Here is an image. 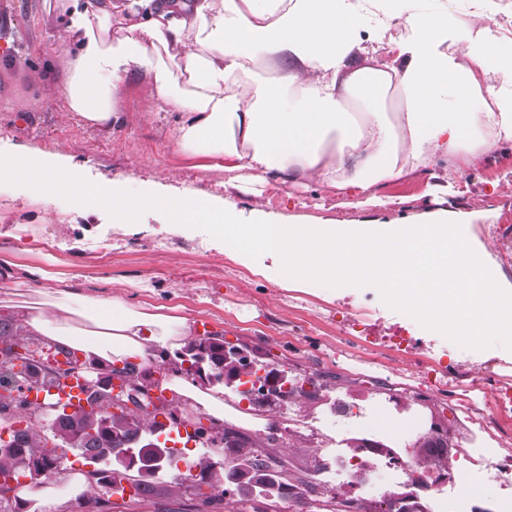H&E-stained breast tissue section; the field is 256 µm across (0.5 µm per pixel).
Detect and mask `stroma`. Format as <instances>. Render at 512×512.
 Returning <instances> with one entry per match:
<instances>
[{"mask_svg":"<svg viewBox=\"0 0 512 512\" xmlns=\"http://www.w3.org/2000/svg\"><path fill=\"white\" fill-rule=\"evenodd\" d=\"M62 0H0V152L34 145L59 154L76 172L97 183L117 182L173 195L188 193L215 202L231 198L244 216L262 212L282 223L363 224L370 220L406 223L443 207L479 213L468 225L473 246L484 253L497 282L512 289V146L476 158L458 176L454 192L434 195L429 173H442L434 160L428 173L376 186L382 205L355 208L313 181L269 180L262 184L243 169L224 172L201 167L178 153L174 139L180 116L169 108L145 111L140 88L123 91L119 118L104 131L66 117L52 86L62 57L56 44L65 14ZM164 249H156V241ZM15 276L39 268L56 280L79 283L95 296L123 295L129 303L149 301L182 307L196 332L258 350L289 374L322 383L318 399L261 409L264 417L291 424L278 455L292 469L317 480L320 459L351 452L366 436L406 444L413 459L423 457L419 431L445 420L457 460L462 442L480 438L512 461V411L497 405V394L512 386V351L495 345L463 349L441 334L424 330L412 317L387 307L378 290L301 286L276 281L271 255L259 259L225 250L222 241L198 229L167 223L155 210L138 224L113 223L106 211H86L65 200L43 207L27 188L0 185V262ZM401 332L410 348L383 345ZM485 366L480 395L467 390L473 369ZM367 407L362 419L334 429L309 430L304 420L331 415L337 404ZM501 491L484 466L466 468L443 505L454 512H497Z\"/></svg>","mask_w":512,"mask_h":512,"instance_id":"obj_1","label":"stroma"}]
</instances>
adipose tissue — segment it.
I'll use <instances>...</instances> for the list:
<instances>
[{
    "mask_svg": "<svg viewBox=\"0 0 512 512\" xmlns=\"http://www.w3.org/2000/svg\"><path fill=\"white\" fill-rule=\"evenodd\" d=\"M466 24L449 0H65L63 55L54 91L65 111L102 130L130 81L179 111L177 151L219 160L224 171L315 180L364 196L436 157L470 163L512 145V48L488 24L494 0ZM397 30L393 63L365 48L362 32ZM274 71L260 77V64ZM28 284L49 296L20 320L26 335L77 351L90 376L104 368L143 373L194 335L180 307L101 298L72 284ZM85 328L74 331L73 319ZM161 390L223 422L224 392L171 371Z\"/></svg>",
    "mask_w": 512,
    "mask_h": 512,
    "instance_id": "ef3b65f1",
    "label": "adipose tissue"
}]
</instances>
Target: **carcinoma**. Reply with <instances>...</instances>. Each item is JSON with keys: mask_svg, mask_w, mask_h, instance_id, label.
<instances>
[{"mask_svg": "<svg viewBox=\"0 0 512 512\" xmlns=\"http://www.w3.org/2000/svg\"><path fill=\"white\" fill-rule=\"evenodd\" d=\"M0 344L16 346L26 352L29 360L26 377L30 385L46 391L56 386L54 371L43 360L47 343L22 339L18 318L0 315ZM186 357L201 362L205 371L215 376L218 385L239 387L243 385V377L248 375L246 366L239 360L224 355L221 338L190 339L175 351L174 364H183ZM20 378L21 373L15 371V365L0 359V420L10 422L18 418L26 423L25 427L12 430L9 448L0 447V478L24 475L31 483L39 484L44 479L40 464L49 467L59 455L75 451L86 461L112 460L111 468L92 479V484L100 488L102 494L88 498L90 502L110 497L125 483L132 484L133 501L138 505L151 504L160 495L171 494L168 487L160 486L158 475L143 474L137 468L130 471L119 462L127 449L139 446L161 428L152 413L130 416L109 411V392L105 386L110 383V372H99L96 381L104 388L94 393L88 410L65 414L47 424L41 423L37 407L15 403L4 395ZM212 442L224 448V458L215 460L205 452L193 460L184 459L187 478L192 480L191 488L195 489L201 505L197 512L224 509L223 487L228 484L236 488L232 501L234 512H264L261 507L264 492L286 497L299 505L306 504L307 496L315 492L314 484L295 474L287 462L272 451L278 442L273 433L264 441H252L234 428L221 426ZM449 445L448 433H429L424 437L422 447L440 454L447 451Z\"/></svg>", "mask_w": 512, "mask_h": 512, "instance_id": "cac0c4a2", "label": "carcinoma"}]
</instances>
